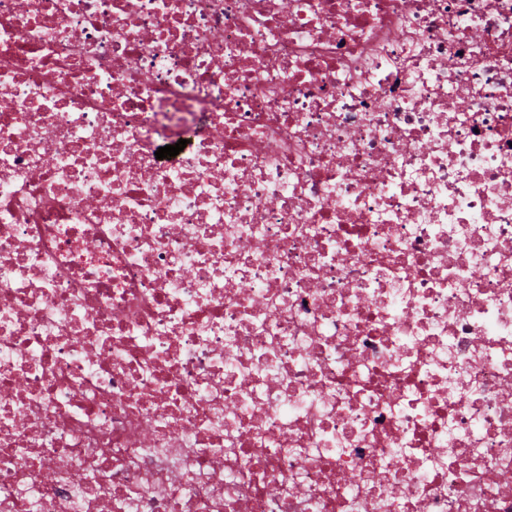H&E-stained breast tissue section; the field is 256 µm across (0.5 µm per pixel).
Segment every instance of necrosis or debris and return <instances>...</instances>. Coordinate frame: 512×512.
<instances>
[{
  "label": "necrosis or debris",
  "instance_id": "1",
  "mask_svg": "<svg viewBox=\"0 0 512 512\" xmlns=\"http://www.w3.org/2000/svg\"><path fill=\"white\" fill-rule=\"evenodd\" d=\"M0 512H512V0H0Z\"/></svg>",
  "mask_w": 512,
  "mask_h": 512
}]
</instances>
